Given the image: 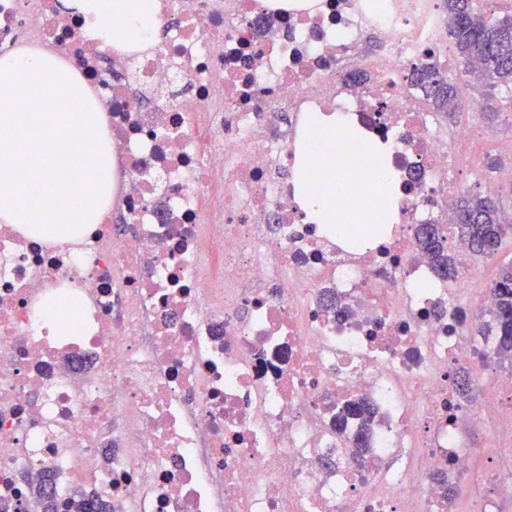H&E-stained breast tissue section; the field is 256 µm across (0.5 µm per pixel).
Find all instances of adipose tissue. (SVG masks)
<instances>
[{"label":"adipose tissue","mask_w":512,"mask_h":512,"mask_svg":"<svg viewBox=\"0 0 512 512\" xmlns=\"http://www.w3.org/2000/svg\"><path fill=\"white\" fill-rule=\"evenodd\" d=\"M65 9L78 10L100 26L104 35L122 47L157 44L162 28L155 0H62ZM309 127L315 135L301 151L295 170L296 201L305 221L313 224H383L387 217L374 209L380 183L389 181L385 170H368L348 161L337 165L328 149L344 135L335 115L313 113Z\"/></svg>","instance_id":"ef3b65f1"}]
</instances>
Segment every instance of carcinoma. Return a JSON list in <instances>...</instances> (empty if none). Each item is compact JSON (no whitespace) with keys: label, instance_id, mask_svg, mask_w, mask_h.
Returning a JSON list of instances; mask_svg holds the SVG:
<instances>
[{"label":"carcinoma","instance_id":"1","mask_svg":"<svg viewBox=\"0 0 512 512\" xmlns=\"http://www.w3.org/2000/svg\"><path fill=\"white\" fill-rule=\"evenodd\" d=\"M451 24L448 38L454 57L473 83L494 90H512V16L492 19L476 7L475 0H442ZM410 85L436 112L452 116L459 107V88L447 76L440 59L429 56L414 67ZM455 224L446 229L439 224H422L416 232L417 244L433 260L438 274L453 279L458 268L446 241L453 235L474 255L489 257L500 247L512 225L503 221L496 202L481 195H463L455 200ZM495 306L487 323L494 336V355L512 365V265L500 270L490 288ZM54 484L47 475L40 482L34 498L40 512H108L107 506L78 493L67 498L49 495L47 485Z\"/></svg>","mask_w":512,"mask_h":512}]
</instances>
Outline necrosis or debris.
Masks as SVG:
<instances>
[{
    "label": "necrosis or debris",
    "instance_id": "1",
    "mask_svg": "<svg viewBox=\"0 0 512 512\" xmlns=\"http://www.w3.org/2000/svg\"><path fill=\"white\" fill-rule=\"evenodd\" d=\"M156 0L165 39L119 48L53 0H0V57L49 52L99 104L113 200L68 242L0 224V504L45 473L112 512H498L443 508L438 470L475 457L487 419L512 438V383L457 405L474 357V257L436 275L420 224H450L449 169L470 118L438 126L407 76L448 50L440 0ZM376 36L380 49L364 52ZM392 142L391 225L304 223L284 170L310 113ZM374 412V451L349 452Z\"/></svg>",
    "mask_w": 512,
    "mask_h": 512
}]
</instances>
